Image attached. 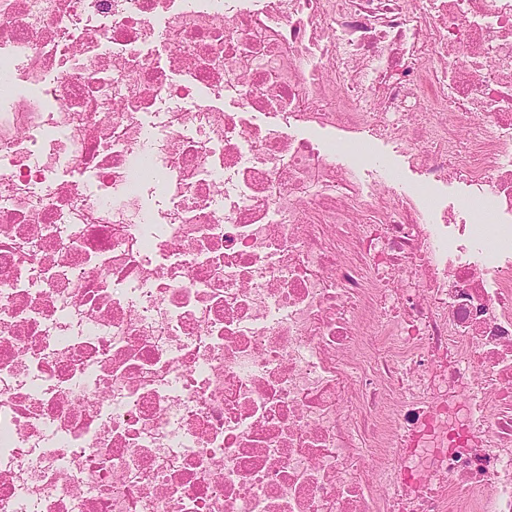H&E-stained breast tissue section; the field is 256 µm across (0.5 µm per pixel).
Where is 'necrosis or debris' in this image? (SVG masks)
Returning <instances> with one entry per match:
<instances>
[{
  "label": "necrosis or debris",
  "instance_id": "obj_1",
  "mask_svg": "<svg viewBox=\"0 0 512 512\" xmlns=\"http://www.w3.org/2000/svg\"><path fill=\"white\" fill-rule=\"evenodd\" d=\"M166 56H159V48ZM0 512H512V0H0ZM343 160L352 166L359 169H367L373 173L381 166L385 170L387 177L394 184L418 196L423 203L433 193L429 189H420L417 183V175L410 171L401 159L392 153L390 147L382 141H369L360 148L358 154L345 156Z\"/></svg>",
  "mask_w": 512,
  "mask_h": 512
}]
</instances>
